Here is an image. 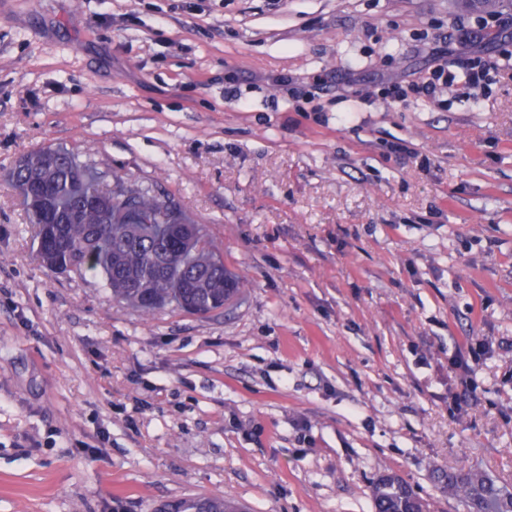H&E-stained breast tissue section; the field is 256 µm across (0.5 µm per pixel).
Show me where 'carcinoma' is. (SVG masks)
<instances>
[{
    "instance_id": "1",
    "label": "carcinoma",
    "mask_w": 512,
    "mask_h": 512,
    "mask_svg": "<svg viewBox=\"0 0 512 512\" xmlns=\"http://www.w3.org/2000/svg\"><path fill=\"white\" fill-rule=\"evenodd\" d=\"M35 239L46 244L64 265L80 258L74 274L94 270L104 279L113 301L150 314L173 306L186 313L208 315L239 302L243 279L224 268L221 252L201 225L189 218L182 247L168 238L172 204L148 187L114 189L79 154L56 148L30 151L13 171ZM448 490L457 493L468 512H512V490L473 469L443 474ZM376 512H426V503L394 476L375 486ZM167 512H242L224 496L188 499L170 504Z\"/></svg>"
}]
</instances>
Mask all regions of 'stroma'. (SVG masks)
Listing matches in <instances>:
<instances>
[{"label":"stroma","mask_w":512,"mask_h":512,"mask_svg":"<svg viewBox=\"0 0 512 512\" xmlns=\"http://www.w3.org/2000/svg\"><path fill=\"white\" fill-rule=\"evenodd\" d=\"M460 0H0V512H467L512 484V60ZM498 59L444 103L380 98ZM402 144L399 154L389 144ZM63 146L203 225L243 300L112 302L40 261L10 174ZM477 398L449 413L466 337ZM486 349V344L482 340L470 336L464 348L456 354L451 362L454 369L461 371L466 391L472 397L476 396L477 387L471 383L469 374L473 371V366L479 365ZM442 477L448 491L457 493L469 512H512V492L487 474L457 468ZM377 512H425L426 503L395 476L383 477L375 486ZM167 512H242L234 502L224 496L188 499L170 504Z\"/></svg>","instance_id":"1"}]
</instances>
